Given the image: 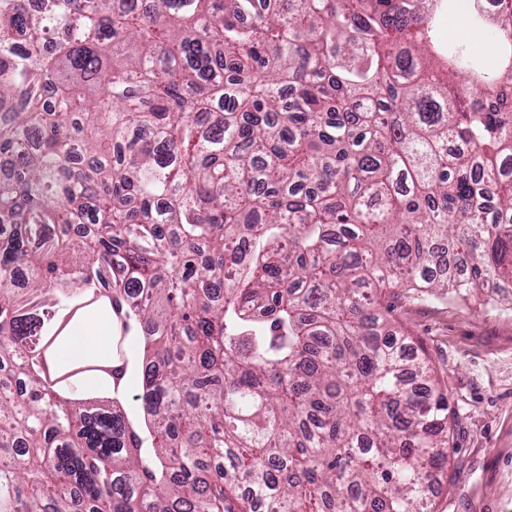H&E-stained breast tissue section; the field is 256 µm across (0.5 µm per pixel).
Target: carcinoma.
Wrapping results in <instances>:
<instances>
[{
    "instance_id": "carcinoma-1",
    "label": "carcinoma",
    "mask_w": 512,
    "mask_h": 512,
    "mask_svg": "<svg viewBox=\"0 0 512 512\" xmlns=\"http://www.w3.org/2000/svg\"><path fill=\"white\" fill-rule=\"evenodd\" d=\"M497 2L0 0V512H428L448 392L382 297L512 284ZM105 345V336L99 332L96 325L84 326L71 336L66 349L59 357L66 360L89 357L94 353L103 352Z\"/></svg>"
}]
</instances>
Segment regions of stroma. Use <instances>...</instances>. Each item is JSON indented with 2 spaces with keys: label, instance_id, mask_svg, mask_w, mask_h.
<instances>
[{
  "label": "stroma",
  "instance_id": "stroma-1",
  "mask_svg": "<svg viewBox=\"0 0 512 512\" xmlns=\"http://www.w3.org/2000/svg\"><path fill=\"white\" fill-rule=\"evenodd\" d=\"M394 324L424 352L454 411L433 512H512V310L482 298L417 300L389 289Z\"/></svg>",
  "mask_w": 512,
  "mask_h": 512
}]
</instances>
